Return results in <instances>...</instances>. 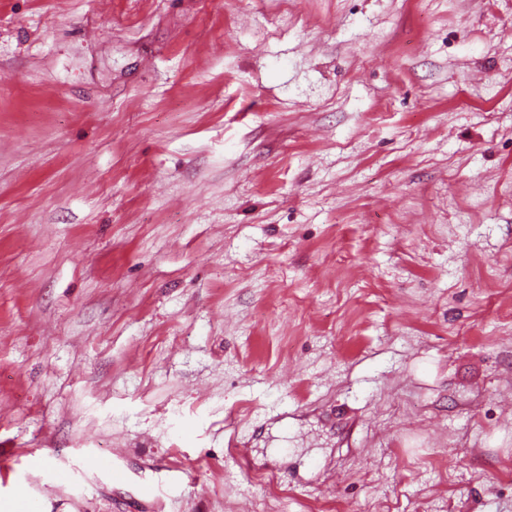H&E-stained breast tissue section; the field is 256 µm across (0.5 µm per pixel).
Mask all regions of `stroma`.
<instances>
[{
	"label": "stroma",
	"mask_w": 512,
	"mask_h": 512,
	"mask_svg": "<svg viewBox=\"0 0 512 512\" xmlns=\"http://www.w3.org/2000/svg\"><path fill=\"white\" fill-rule=\"evenodd\" d=\"M32 451L0 512H512V0H0ZM85 461L94 469L107 472L112 476V482L122 483L128 479L127 472L112 458V455L87 450ZM12 512H44L45 501L42 494L33 492L28 486L21 484L12 494Z\"/></svg>",
	"instance_id": "1"
}]
</instances>
